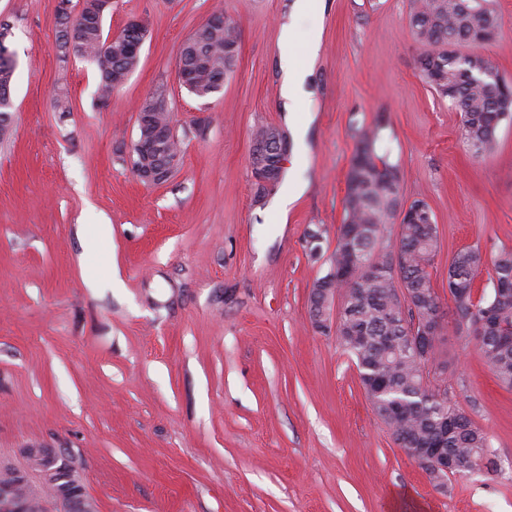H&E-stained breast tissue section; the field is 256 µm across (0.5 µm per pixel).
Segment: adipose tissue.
<instances>
[{"label":"adipose tissue","instance_id":"adipose-tissue-1","mask_svg":"<svg viewBox=\"0 0 512 512\" xmlns=\"http://www.w3.org/2000/svg\"><path fill=\"white\" fill-rule=\"evenodd\" d=\"M322 7V0H291L289 15L281 26L280 54L278 69L280 72V93L286 112V121L293 122V112L296 105L312 95L308 88V81L312 69L308 66H299L292 54L299 21L311 14L317 13Z\"/></svg>","mask_w":512,"mask_h":512}]
</instances>
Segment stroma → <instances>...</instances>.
Instances as JSON below:
<instances>
[{
    "instance_id": "obj_1",
    "label": "stroma",
    "mask_w": 512,
    "mask_h": 512,
    "mask_svg": "<svg viewBox=\"0 0 512 512\" xmlns=\"http://www.w3.org/2000/svg\"><path fill=\"white\" fill-rule=\"evenodd\" d=\"M288 0H112L104 22L143 20L140 63L107 104L93 65L61 62L57 0H0L16 59L0 137V463L28 448L70 455L97 512H512V390L456 329L448 262L512 249V121L473 155L460 114L423 81L410 0H324L293 47L311 64L299 103L306 150L285 175L308 188L279 223V187L257 190L256 129L286 128L280 26ZM481 47L512 83V0ZM240 33L222 90L179 82V51L215 11ZM318 42L316 56L308 46ZM163 97L181 155L142 183L129 151L137 107ZM380 126L406 201L438 224L431 281L448 320L428 369L487 433L496 470L439 489L376 417L335 331L315 327L310 289L343 221L353 129ZM112 227L109 243L96 227ZM118 273L120 287H96Z\"/></svg>"
}]
</instances>
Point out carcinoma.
<instances>
[{
    "mask_svg": "<svg viewBox=\"0 0 512 512\" xmlns=\"http://www.w3.org/2000/svg\"><path fill=\"white\" fill-rule=\"evenodd\" d=\"M495 0H410L412 32L424 51L419 69L424 81L460 112V135L478 156L492 154L502 122L512 120V99L504 89L512 84L499 74L491 60L473 52L492 42L498 29ZM102 0H80L75 16L57 17L60 26L59 49L94 65L99 83L98 98L110 97L123 85L139 60L127 53V31L112 42L100 32ZM238 30L231 22L205 32L203 40L183 45L180 63L195 72L187 91L199 99L210 97L213 78L229 75V55L238 42ZM376 127L358 130L354 156L346 175L343 199L342 235L363 227L374 236L341 240L330 257V266L344 262L348 248L362 253L368 263L387 265L392 257L378 249L379 237L389 224H399L398 265L402 281L410 288H427L430 269L438 251L437 227L423 223L422 215L431 212L423 200L410 208L415 215L400 219L403 185L399 164L389 160L390 151H380ZM478 249L458 252L448 271V290L457 303L458 327L469 328L476 309L488 315L479 352L497 379L512 388V342L500 339L512 331V250L501 251L492 261L493 276L500 287L492 295L474 300V271L484 265ZM358 281L349 290L341 280L332 286L341 297L336 316V336L344 351L354 360L361 386L375 414L402 437L409 448H440L452 463L451 474L468 475L471 464L494 459L484 430L448 398V390L431 395L432 403L418 407L419 391L426 388V363L418 360L406 343L414 317L429 310L424 305L413 314L404 313L392 277L376 279L357 268Z\"/></svg>",
    "mask_w": 512,
    "mask_h": 512,
    "instance_id": "obj_1",
    "label": "carcinoma"
}]
</instances>
